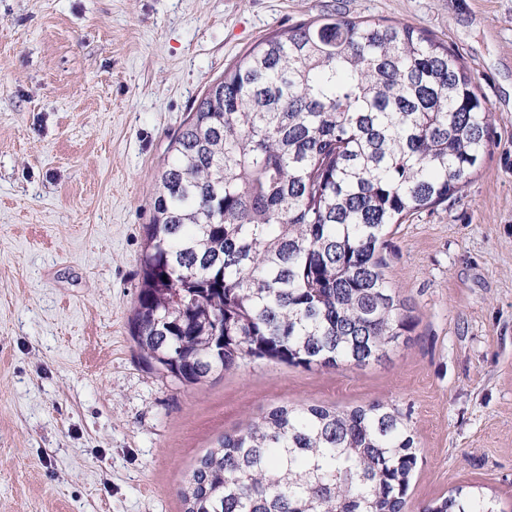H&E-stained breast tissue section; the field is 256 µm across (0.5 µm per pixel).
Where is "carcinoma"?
<instances>
[{"label": "carcinoma", "instance_id": "1", "mask_svg": "<svg viewBox=\"0 0 512 512\" xmlns=\"http://www.w3.org/2000/svg\"><path fill=\"white\" fill-rule=\"evenodd\" d=\"M490 108L448 46L338 14L260 40L212 83L159 167L129 318L148 365L193 386L246 359L365 366L413 320L384 232L448 201L490 146ZM420 460L385 403L278 406L178 489L184 512H406ZM418 512H498L462 487Z\"/></svg>", "mask_w": 512, "mask_h": 512}]
</instances>
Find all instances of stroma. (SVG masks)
Segmentation results:
<instances>
[{
  "mask_svg": "<svg viewBox=\"0 0 512 512\" xmlns=\"http://www.w3.org/2000/svg\"><path fill=\"white\" fill-rule=\"evenodd\" d=\"M346 13L452 50L492 111L479 169L391 225L415 327L363 367L149 369L128 319L169 139L262 38ZM410 412V506L474 486L512 512V0H0V512H183L226 434L281 405Z\"/></svg>",
  "mask_w": 512,
  "mask_h": 512,
  "instance_id": "obj_1",
  "label": "stroma"
}]
</instances>
